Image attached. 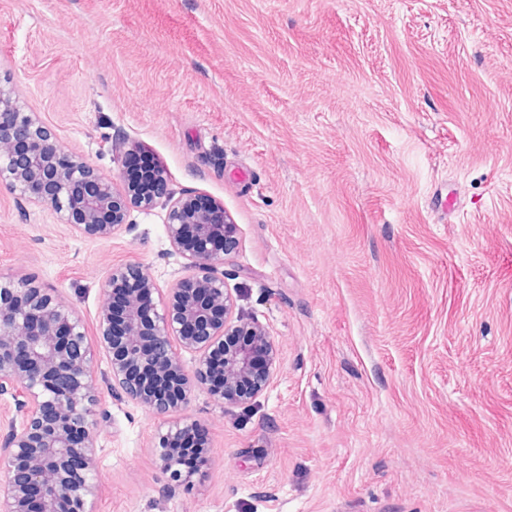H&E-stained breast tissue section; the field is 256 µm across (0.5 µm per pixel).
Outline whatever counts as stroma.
<instances>
[{"label": "stroma", "instance_id": "1", "mask_svg": "<svg viewBox=\"0 0 512 512\" xmlns=\"http://www.w3.org/2000/svg\"><path fill=\"white\" fill-rule=\"evenodd\" d=\"M0 86L113 182L135 143L223 202L278 353L167 418L103 389L95 512H512V0H0ZM164 215L96 239L0 189V273L94 329L110 268L186 275ZM172 419L210 438L181 482ZM193 425V423H181L178 421L172 422L168 426L165 433H161L159 435L157 448H165V438L167 437L169 432L177 430H192L194 428ZM176 457L177 454L175 453L174 448H165L163 451H160L159 460L161 469L164 470L166 473H174L172 470L169 469L168 464L172 463Z\"/></svg>", "mask_w": 512, "mask_h": 512}]
</instances>
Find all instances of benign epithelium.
<instances>
[{
  "mask_svg": "<svg viewBox=\"0 0 512 512\" xmlns=\"http://www.w3.org/2000/svg\"><path fill=\"white\" fill-rule=\"evenodd\" d=\"M0 188L51 207L60 221L94 238L129 229L133 208L166 210L171 246L190 273L159 288L139 266H116L100 284L96 336L108 359L112 390L163 415L187 402L200 385L219 400L262 393L276 362L261 325L231 318L224 264L237 243V225L224 204L170 187L161 164L117 187L68 152L33 112L0 88ZM250 343L224 350V337ZM201 357L187 372L173 343ZM12 391L20 427L0 436V512H92L97 493L94 406L100 387L87 330L71 304L35 279L0 276V392ZM193 429L175 421L158 437L160 467L177 457L167 433Z\"/></svg>",
  "mask_w": 512,
  "mask_h": 512,
  "instance_id": "obj_1",
  "label": "benign epithelium"
}]
</instances>
